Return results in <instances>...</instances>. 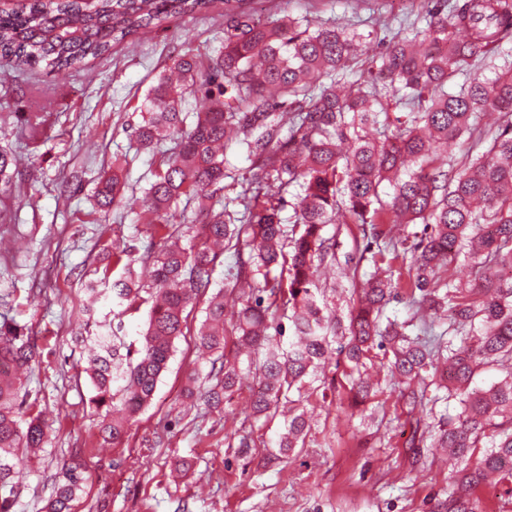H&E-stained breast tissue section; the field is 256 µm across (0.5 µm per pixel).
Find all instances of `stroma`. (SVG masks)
I'll return each mask as SVG.
<instances>
[{
  "label": "stroma",
  "mask_w": 512,
  "mask_h": 512,
  "mask_svg": "<svg viewBox=\"0 0 512 512\" xmlns=\"http://www.w3.org/2000/svg\"><path fill=\"white\" fill-rule=\"evenodd\" d=\"M407 8V0H390L382 16L361 24L340 5L323 6L321 16L366 34L370 59L384 49V23L403 18ZM223 39L216 8L165 23L136 44H115L74 70L11 66L0 78V151L21 160L13 182L0 183V319L36 338L25 386L47 425L40 456L19 467L13 512H45L61 463L72 457L85 476L73 512H431L462 467L445 449L416 455L405 448L412 418L400 387L376 360L368 366L378 374V393L363 415L351 413L345 367L328 366L325 393L303 402L311 426L305 447L281 465L264 466L278 422H255L256 448L245 451L228 440L249 414V390L235 393L222 413L190 408L189 335L177 341L152 404L125 444L101 446L84 338L112 321L105 293L123 274L112 258L114 243L141 250L150 237L123 211L96 206L97 178L118 155L126 160L129 187L146 186L160 158L137 151L131 128L142 119L149 86L173 55L190 48L204 55ZM91 282L103 296L87 319L81 310ZM180 458L192 470L177 479L172 464Z\"/></svg>",
  "instance_id": "stroma-1"
}]
</instances>
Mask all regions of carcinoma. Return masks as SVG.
<instances>
[{"label": "carcinoma", "instance_id": "cac0c4a2", "mask_svg": "<svg viewBox=\"0 0 512 512\" xmlns=\"http://www.w3.org/2000/svg\"><path fill=\"white\" fill-rule=\"evenodd\" d=\"M214 2L95 0L87 8L83 0H23L0 14V60L73 69ZM221 2V46L205 59L190 50L172 58L133 129L140 150L170 144L163 167L138 196L126 193L116 158L97 190L101 210L123 208L159 237L141 255L115 247L124 276L112 282L113 316L151 307L135 339L110 328L92 337L86 373L91 403L106 408L101 442L123 444L188 332L187 309L204 298L195 350L213 383L196 394L193 372L186 392L224 410L246 356L257 385L251 417L283 418L278 456L305 446L310 425L296 398L314 393L329 359L346 363L350 392L365 404L375 386L364 368L379 350L410 411L450 398L461 406L434 434L416 419L408 440L419 449L431 433L433 447L476 458L448 482L441 512H471L460 491L490 478L512 496V276H502L512 271V0H410L413 21L389 30L384 52L371 61L362 60L363 34L321 19L312 2L303 15L275 18L255 12L250 0ZM460 30L467 39L457 38ZM191 100L203 109L187 126ZM400 108L408 109L402 118L394 116ZM487 113L500 116L492 135L481 124ZM460 139L470 147L458 165L448 161V142ZM232 149L250 161L249 174L228 167ZM230 185L239 187L238 210L221 197ZM291 186L299 192L289 200ZM182 199L195 203L189 220L177 211ZM329 224L361 226L343 265L355 273L370 266L342 330L319 285L320 267L337 262L335 241L324 235ZM391 224L422 231L398 242ZM226 251L235 262L216 288L211 272ZM462 253L470 261L464 283L449 274ZM136 264L150 267L149 283L138 280ZM401 295L415 305L417 323L387 314ZM227 296L240 304L231 337ZM35 357L24 327L0 323V512H10L16 496V465L45 443L41 418L25 399L23 377ZM489 365L504 378L475 385ZM83 481L80 463L65 464L47 512H71Z\"/></svg>", "mask_w": 512, "mask_h": 512}]
</instances>
